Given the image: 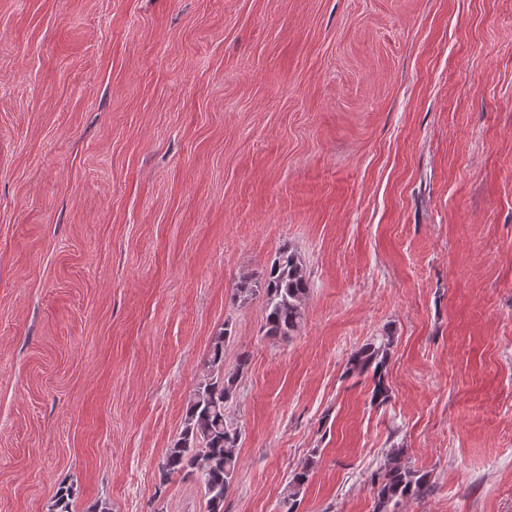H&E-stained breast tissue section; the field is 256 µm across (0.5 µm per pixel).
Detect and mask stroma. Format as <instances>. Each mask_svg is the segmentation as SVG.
I'll return each instance as SVG.
<instances>
[{
	"label": "stroma",
	"mask_w": 512,
	"mask_h": 512,
	"mask_svg": "<svg viewBox=\"0 0 512 512\" xmlns=\"http://www.w3.org/2000/svg\"><path fill=\"white\" fill-rule=\"evenodd\" d=\"M285 244L281 341L232 294ZM226 321V512L312 454L298 512H373L397 445V512H512V0H0V512H206L157 465ZM390 343L382 338L378 343H366L360 349L356 350L350 358V366L353 371L359 375L372 374L374 386L372 388L373 403H384L389 398V388L385 382L389 357ZM405 448L395 446L385 454L383 464L371 476L376 491L374 512H396L401 501L422 499L434 489L426 473L414 470L404 461Z\"/></svg>",
	"instance_id": "1"
}]
</instances>
